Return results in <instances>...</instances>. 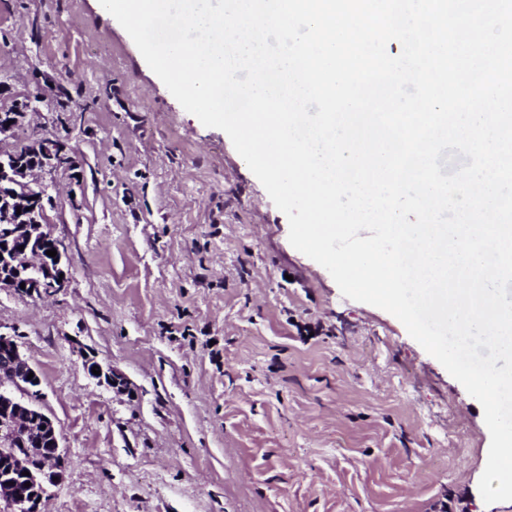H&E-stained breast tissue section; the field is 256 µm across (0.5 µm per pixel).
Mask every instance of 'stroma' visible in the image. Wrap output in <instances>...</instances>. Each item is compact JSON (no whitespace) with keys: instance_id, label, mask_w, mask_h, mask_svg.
<instances>
[{"instance_id":"1","label":"stroma","mask_w":512,"mask_h":512,"mask_svg":"<svg viewBox=\"0 0 512 512\" xmlns=\"http://www.w3.org/2000/svg\"><path fill=\"white\" fill-rule=\"evenodd\" d=\"M36 94L0 151L71 148L45 178L68 283L0 289V332L68 459L41 512H512L479 491V401L290 244L228 135L99 0H0V109Z\"/></svg>"}]
</instances>
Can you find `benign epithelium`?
<instances>
[{"label": "benign epithelium", "mask_w": 512, "mask_h": 512, "mask_svg": "<svg viewBox=\"0 0 512 512\" xmlns=\"http://www.w3.org/2000/svg\"><path fill=\"white\" fill-rule=\"evenodd\" d=\"M44 102L46 97L40 95L1 111L0 136L20 126L27 113L39 111V104ZM70 164L65 144L51 133L23 153L0 151L1 183L39 188L36 193L0 201V288L22 297L65 288L68 277L62 253L54 257L46 254L59 249L57 240L47 231L48 186L36 180L30 182L28 177ZM92 369L100 371L98 379L112 388L126 389L124 380L112 369L105 370L93 361L87 363V370ZM6 381L23 397L0 390V446L8 448L14 442L19 445V449L6 453L7 465L0 471V502H6L10 512H40L48 487L64 479L67 457L54 422L35 404L36 387L40 385L38 373L16 341L0 332V387Z\"/></svg>", "instance_id": "1"}]
</instances>
